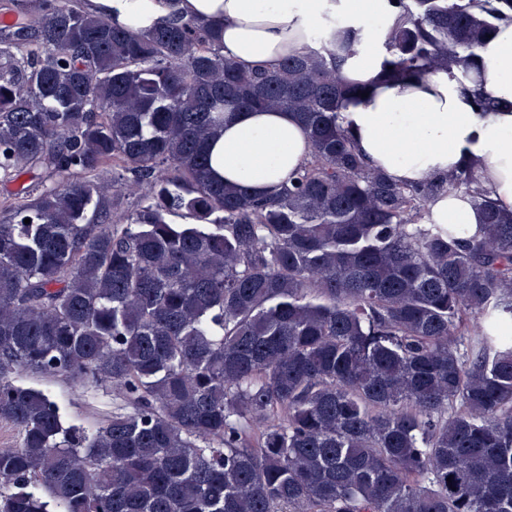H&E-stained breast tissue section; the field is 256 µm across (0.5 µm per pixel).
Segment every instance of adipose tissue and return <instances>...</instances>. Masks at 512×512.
<instances>
[{"mask_svg":"<svg viewBox=\"0 0 512 512\" xmlns=\"http://www.w3.org/2000/svg\"><path fill=\"white\" fill-rule=\"evenodd\" d=\"M81 6L135 32L175 14L219 26L225 57L270 70L326 15L339 16L359 38V52L347 60L344 76L365 90L342 102L339 123L369 165L396 183L415 184L477 159L486 195L512 211V23L499 24L477 51L478 86L496 102L480 112L471 91L445 71L412 82L375 83L390 59L392 0H369L363 9L355 0H82ZM209 149L212 178L263 196L274 194L310 154L301 123L279 111H226ZM429 217L466 237L483 222L480 210L458 193L430 202Z\"/></svg>","mask_w":512,"mask_h":512,"instance_id":"obj_1","label":"adipose tissue"}]
</instances>
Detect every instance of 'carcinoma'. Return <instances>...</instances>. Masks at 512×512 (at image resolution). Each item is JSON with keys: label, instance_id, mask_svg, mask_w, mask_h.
Wrapping results in <instances>:
<instances>
[{"label": "carcinoma", "instance_id": "cac0c4a2", "mask_svg": "<svg viewBox=\"0 0 512 512\" xmlns=\"http://www.w3.org/2000/svg\"><path fill=\"white\" fill-rule=\"evenodd\" d=\"M40 2L0 14V512H512V212L480 163L371 168L337 120L362 93L349 39L265 70L190 19ZM397 3L380 83L468 81L512 21V0ZM228 109L303 124L274 195L210 177ZM449 192L476 235L429 223ZM22 373L129 410L89 436Z\"/></svg>", "mask_w": 512, "mask_h": 512}]
</instances>
